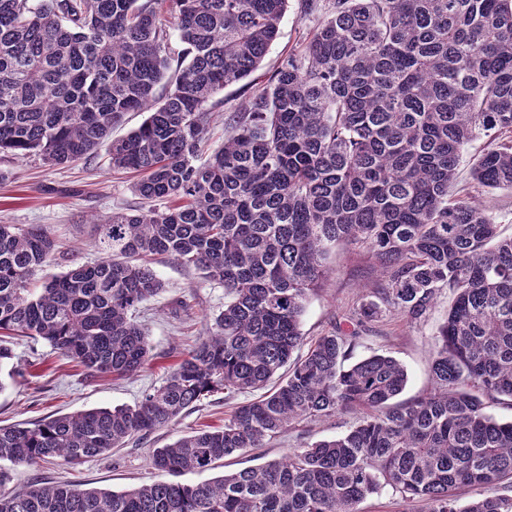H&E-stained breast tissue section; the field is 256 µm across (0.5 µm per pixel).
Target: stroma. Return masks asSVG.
<instances>
[{"mask_svg": "<svg viewBox=\"0 0 512 512\" xmlns=\"http://www.w3.org/2000/svg\"><path fill=\"white\" fill-rule=\"evenodd\" d=\"M320 14L302 12L300 0H289L280 34L263 61L261 74H271L280 57L299 48L320 21ZM491 139L469 142L462 151L458 186L463 196L486 207L495 217L502 235L512 234V190H477L470 178L475 160L491 148ZM6 176L0 180V224H36L55 241L60 259L37 274L32 288H41L46 275L65 271L70 262L98 259L93 247L91 217L107 216L141 206L131 189L136 174L112 169L105 154L66 167H49L35 156L0 160ZM330 274L309 297L302 316V331L312 340L344 320L375 280L374 264L367 253L345 245L334 248L327 260ZM165 290L144 304L140 319L148 333L152 360L137 376L96 380L85 377L80 367L42 341L18 338L11 348L18 362L13 377L0 389V424H33L44 417L91 408L132 406L159 387L174 365L207 336L213 318L224 307L222 285L202 278L193 268L161 257L155 263ZM451 294L441 296L434 310L420 322L407 323L399 314H387L372 331L364 333L353 359L383 351L400 360L408 372L404 398L411 399L431 387L432 339L444 322ZM231 409L223 395L202 405L168 428L156 431L143 444L127 445L102 457L70 466L62 460L11 471L12 482L78 480L89 486L124 490L157 478L150 465L151 449L163 447L180 436L205 426H220ZM357 420L346 413L318 422L303 423L271 440L266 447L231 459L232 470L277 460L288 450L308 442L336 437Z\"/></svg>", "mask_w": 512, "mask_h": 512, "instance_id": "35a3bbf8", "label": "stroma"}]
</instances>
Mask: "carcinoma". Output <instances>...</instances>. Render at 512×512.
Listing matches in <instances>:
<instances>
[{"instance_id":"1","label":"carcinoma","mask_w":512,"mask_h":512,"mask_svg":"<svg viewBox=\"0 0 512 512\" xmlns=\"http://www.w3.org/2000/svg\"><path fill=\"white\" fill-rule=\"evenodd\" d=\"M289 0H0V155L55 167L100 150L154 203L93 221L101 257L33 294L55 260L38 226L0 224V375L5 339L46 342L90 378L150 358L141 306L168 257L224 285L214 328L133 407L0 425V512H359L390 489L425 512H512V235L452 195L463 147L512 134V0H303L325 10L307 43L253 77ZM253 88L224 146L204 158L210 102ZM148 117L118 139L129 112ZM481 189L512 188V142L478 158ZM342 243L384 282L343 324L306 341L301 320ZM432 387L394 356L351 361L388 312L417 323L445 291ZM240 395L224 426L150 452L160 477L111 491L72 481L7 488L5 464L108 455L175 423L207 396ZM350 410L340 435L195 483L291 426ZM479 491L467 502L460 491Z\"/></svg>"}]
</instances>
